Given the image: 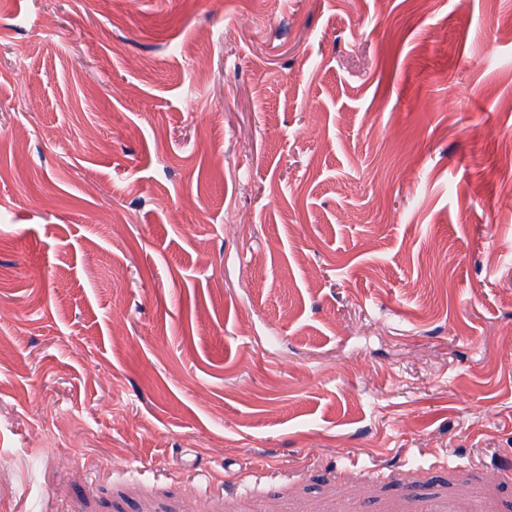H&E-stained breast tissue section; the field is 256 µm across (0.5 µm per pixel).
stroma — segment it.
Masks as SVG:
<instances>
[{
    "mask_svg": "<svg viewBox=\"0 0 512 512\" xmlns=\"http://www.w3.org/2000/svg\"><path fill=\"white\" fill-rule=\"evenodd\" d=\"M511 154L512 0H0V512H512Z\"/></svg>",
    "mask_w": 512,
    "mask_h": 512,
    "instance_id": "35a3bbf8",
    "label": "stroma"
}]
</instances>
